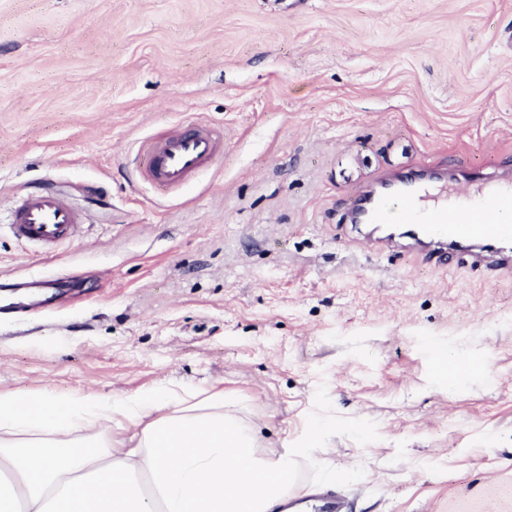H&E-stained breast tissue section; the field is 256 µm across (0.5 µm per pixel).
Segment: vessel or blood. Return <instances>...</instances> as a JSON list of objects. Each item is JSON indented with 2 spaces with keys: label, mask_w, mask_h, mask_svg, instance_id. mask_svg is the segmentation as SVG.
Returning a JSON list of instances; mask_svg holds the SVG:
<instances>
[{
  "label": "vessel or blood",
  "mask_w": 512,
  "mask_h": 512,
  "mask_svg": "<svg viewBox=\"0 0 512 512\" xmlns=\"http://www.w3.org/2000/svg\"><path fill=\"white\" fill-rule=\"evenodd\" d=\"M221 136L207 126H191L153 142L141 177L176 189L213 165ZM353 224L384 229V244L408 242L425 260L453 259L477 268L489 262L512 267V174L488 178L480 171L462 180L435 171L411 179L389 177L358 192L347 212ZM79 214L56 193L28 194L13 215L21 241L55 250L71 235Z\"/></svg>",
  "instance_id": "b4317fda"
}]
</instances>
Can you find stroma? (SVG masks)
Masks as SVG:
<instances>
[{"label": "stroma", "instance_id": "obj_1", "mask_svg": "<svg viewBox=\"0 0 512 512\" xmlns=\"http://www.w3.org/2000/svg\"><path fill=\"white\" fill-rule=\"evenodd\" d=\"M195 123L217 162L140 183ZM416 166L512 172V0H0V278L64 285L0 323V391L221 388L265 451L312 448L293 494L512 512V272L343 219ZM44 182L81 216L50 255L9 227Z\"/></svg>", "mask_w": 512, "mask_h": 512}]
</instances>
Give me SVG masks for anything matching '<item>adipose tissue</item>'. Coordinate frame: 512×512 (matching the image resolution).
<instances>
[{
  "label": "adipose tissue",
  "mask_w": 512,
  "mask_h": 512,
  "mask_svg": "<svg viewBox=\"0 0 512 512\" xmlns=\"http://www.w3.org/2000/svg\"><path fill=\"white\" fill-rule=\"evenodd\" d=\"M244 399L159 381L126 396L0 392V512H273L298 478Z\"/></svg>",
  "instance_id": "obj_1"
}]
</instances>
